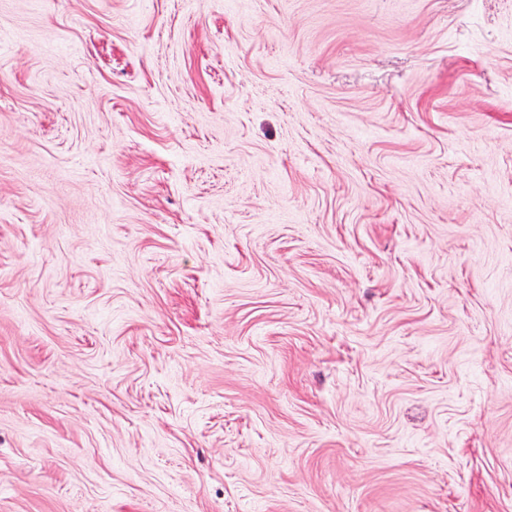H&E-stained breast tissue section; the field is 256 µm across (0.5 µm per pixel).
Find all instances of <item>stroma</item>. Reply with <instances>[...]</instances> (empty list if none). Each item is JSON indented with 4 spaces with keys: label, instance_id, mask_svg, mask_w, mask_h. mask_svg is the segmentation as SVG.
Instances as JSON below:
<instances>
[{
    "label": "stroma",
    "instance_id": "1",
    "mask_svg": "<svg viewBox=\"0 0 512 512\" xmlns=\"http://www.w3.org/2000/svg\"><path fill=\"white\" fill-rule=\"evenodd\" d=\"M0 512H512V0H0Z\"/></svg>",
    "mask_w": 512,
    "mask_h": 512
}]
</instances>
